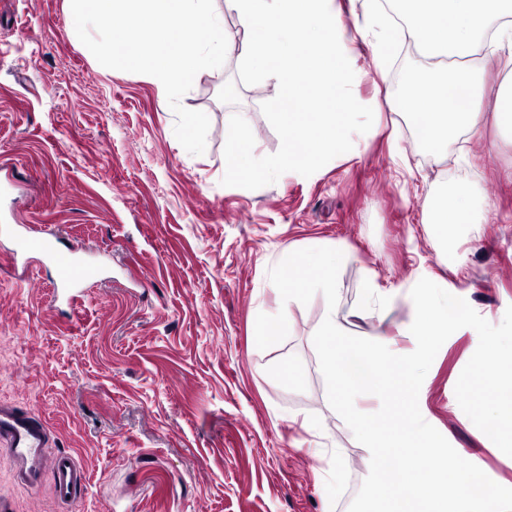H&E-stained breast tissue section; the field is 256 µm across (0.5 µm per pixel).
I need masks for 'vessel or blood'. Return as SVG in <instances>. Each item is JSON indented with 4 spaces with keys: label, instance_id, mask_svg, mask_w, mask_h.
Returning <instances> with one entry per match:
<instances>
[{
    "label": "vessel or blood",
    "instance_id": "b4317fda",
    "mask_svg": "<svg viewBox=\"0 0 512 512\" xmlns=\"http://www.w3.org/2000/svg\"><path fill=\"white\" fill-rule=\"evenodd\" d=\"M22 251L27 255L53 254L56 288L51 300L55 303L64 297L77 298L83 284L96 275L93 267L77 263L68 254L55 252L47 236L25 238ZM0 444L6 445L16 463L18 478L28 486H36L43 468L52 467L54 494L59 502L73 503L86 485L85 471L71 455H49L50 434L43 421L29 412L0 404Z\"/></svg>",
    "mask_w": 512,
    "mask_h": 512
}]
</instances>
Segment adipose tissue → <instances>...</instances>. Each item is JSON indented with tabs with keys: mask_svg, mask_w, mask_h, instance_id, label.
Returning a JSON list of instances; mask_svg holds the SVG:
<instances>
[{
	"mask_svg": "<svg viewBox=\"0 0 512 512\" xmlns=\"http://www.w3.org/2000/svg\"><path fill=\"white\" fill-rule=\"evenodd\" d=\"M364 23L347 22L338 0H226L248 35L239 55L242 68L274 77L280 86L275 119L281 130L277 157L257 161L244 136L230 139L225 162L241 176L261 172L275 179L283 170L308 171L326 156L349 158L355 146L360 105L353 88L361 74L354 65L363 27L374 30L369 48L378 76H385L387 40L400 29L421 53L419 77L388 104L398 112L422 105L423 136L446 147L457 132H476L481 93L475 73L485 55L506 58L509 71L495 106L500 123L512 128V0H364ZM472 179L463 169L442 170L429 187L425 223H469L475 209Z\"/></svg>",
	"mask_w": 512,
	"mask_h": 512,
	"instance_id": "adipose-tissue-1",
	"label": "adipose tissue"
}]
</instances>
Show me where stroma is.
Listing matches in <instances>:
<instances>
[{
	"instance_id": "1",
	"label": "stroma",
	"mask_w": 512,
	"mask_h": 512,
	"mask_svg": "<svg viewBox=\"0 0 512 512\" xmlns=\"http://www.w3.org/2000/svg\"><path fill=\"white\" fill-rule=\"evenodd\" d=\"M67 16L66 0H0V403L41 416L54 452L80 462L87 482L60 504L52 471L22 485L0 446V512H348L370 461L327 406L313 345L322 304L292 308L287 338L258 349L256 317L278 307L268 270L289 245H345L355 259L340 271L344 309L357 307L364 279L407 289L429 276L500 324L512 305V132L492 110L505 71L486 59L479 131L437 155L414 148L408 114L386 102L398 72L420 68L408 46L387 83L357 85L365 110L349 159L270 182L225 165L238 128L259 159L281 141L278 82L241 73L232 11L223 70L199 72L181 99L210 119L198 156L146 75L105 69ZM455 167L471 172L482 211L449 225L442 243L422 204ZM48 232L99 270L70 306L50 305L51 255L12 261L20 235ZM408 319L401 305L348 329L403 346ZM478 342L469 327L444 342L422 408L464 459L512 488L499 449L455 397ZM285 364L298 381L279 376Z\"/></svg>"
}]
</instances>
